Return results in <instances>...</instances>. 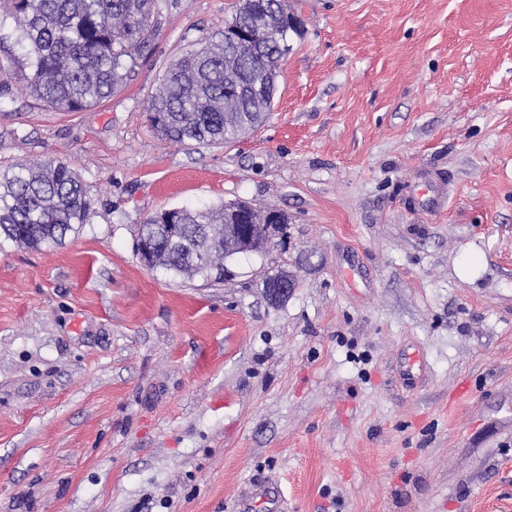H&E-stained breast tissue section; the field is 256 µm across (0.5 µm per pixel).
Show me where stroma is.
<instances>
[{
    "label": "stroma",
    "instance_id": "stroma-1",
    "mask_svg": "<svg viewBox=\"0 0 512 512\" xmlns=\"http://www.w3.org/2000/svg\"><path fill=\"white\" fill-rule=\"evenodd\" d=\"M237 0H163L111 97L0 75V168L48 159L93 214L0 244V512H512V0H288L267 121L164 139L146 110ZM244 201L279 243L221 282L140 260L156 212ZM288 272L286 300L266 279Z\"/></svg>",
    "mask_w": 512,
    "mask_h": 512
}]
</instances>
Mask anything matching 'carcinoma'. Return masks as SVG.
<instances>
[{
  "label": "carcinoma",
  "instance_id": "cac0c4a2",
  "mask_svg": "<svg viewBox=\"0 0 512 512\" xmlns=\"http://www.w3.org/2000/svg\"><path fill=\"white\" fill-rule=\"evenodd\" d=\"M22 50L25 88L49 107L77 112L99 104L136 66L160 16L159 0H0ZM276 14L262 46L245 34L258 16ZM231 22L239 33L190 50L165 69L162 89L147 102L163 135L199 145L228 144L265 122L276 77L302 22L288 0H242ZM269 77L257 99L247 84ZM90 219V202L76 172L62 161L16 163L0 169V241L32 249L61 246ZM175 233L150 217L138 237L156 241L150 268L176 275L221 278L224 258L250 249L224 234V209L181 208Z\"/></svg>",
  "mask_w": 512,
  "mask_h": 512
}]
</instances>
